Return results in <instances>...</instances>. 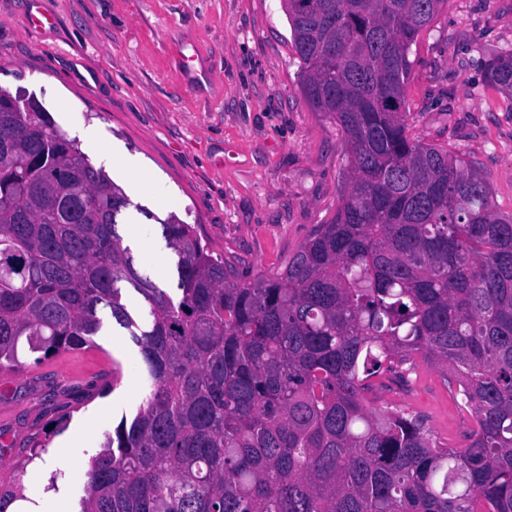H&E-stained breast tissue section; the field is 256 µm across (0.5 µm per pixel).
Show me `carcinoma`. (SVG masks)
I'll use <instances>...</instances> for the list:
<instances>
[{
  "instance_id": "obj_1",
  "label": "carcinoma",
  "mask_w": 512,
  "mask_h": 512,
  "mask_svg": "<svg viewBox=\"0 0 512 512\" xmlns=\"http://www.w3.org/2000/svg\"><path fill=\"white\" fill-rule=\"evenodd\" d=\"M282 2L301 91L342 134L336 215L249 281L169 215L175 299L122 247L123 189L0 86V366L90 347L106 316L139 346L142 403L89 458L81 512H512V212L405 112L446 0ZM484 83L512 97V49ZM417 357L456 385L466 448L367 404Z\"/></svg>"
}]
</instances>
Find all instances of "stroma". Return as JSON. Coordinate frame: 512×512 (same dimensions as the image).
I'll return each instance as SVG.
<instances>
[{"mask_svg":"<svg viewBox=\"0 0 512 512\" xmlns=\"http://www.w3.org/2000/svg\"><path fill=\"white\" fill-rule=\"evenodd\" d=\"M49 14L53 26L25 19ZM512 49V0H448L410 53V131L471 160L498 211H512V99L484 86L483 64ZM300 61L281 0H0V85L36 98L118 185L100 145L143 168L121 223L162 242L176 213L214 256L243 276L280 270L342 203V137L303 96ZM98 129L101 143L82 141ZM71 364L0 368V487L23 484L34 443L90 423L61 464L54 495L79 512L89 453L141 401L145 366L117 324ZM118 384L103 391L107 374ZM447 378L417 361L408 383L389 379L370 406L424 415L435 436L465 448L473 423Z\"/></svg>","mask_w":512,"mask_h":512,"instance_id":"35a3bbf8","label":"stroma"}]
</instances>
